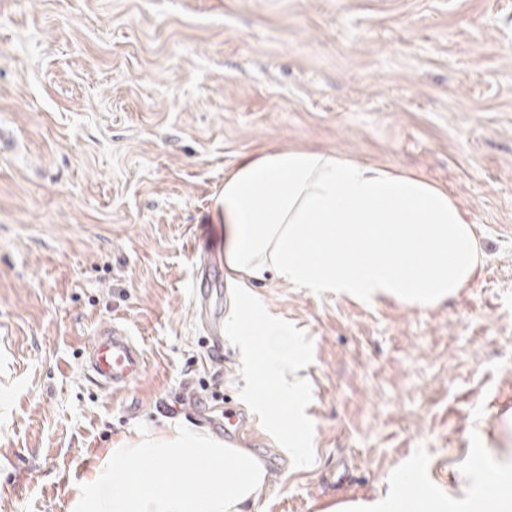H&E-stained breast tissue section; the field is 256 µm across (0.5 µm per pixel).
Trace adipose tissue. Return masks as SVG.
I'll return each mask as SVG.
<instances>
[{
  "label": "adipose tissue",
  "instance_id": "obj_1",
  "mask_svg": "<svg viewBox=\"0 0 512 512\" xmlns=\"http://www.w3.org/2000/svg\"><path fill=\"white\" fill-rule=\"evenodd\" d=\"M211 220L224 227V268L244 291L274 277L358 302L429 309L457 296L482 263L474 224L445 188L315 149L240 158ZM234 323L259 359L257 386L282 380L296 356L292 334L255 311ZM415 479L404 470L386 494L323 512H479L488 499L512 512V491L487 487L473 469L463 471L456 497L405 495Z\"/></svg>",
  "mask_w": 512,
  "mask_h": 512
}]
</instances>
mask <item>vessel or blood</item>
Returning a JSON list of instances; mask_svg holds the SVG:
<instances>
[{
    "label": "vessel or blood",
    "mask_w": 512,
    "mask_h": 512,
    "mask_svg": "<svg viewBox=\"0 0 512 512\" xmlns=\"http://www.w3.org/2000/svg\"><path fill=\"white\" fill-rule=\"evenodd\" d=\"M222 263L208 256H200L194 276L193 305L201 324L206 328L211 354L221 360L224 349V319L210 286L222 275ZM87 375L105 390L118 394L129 390L145 373L147 361L142 347L129 329L114 322L101 327L85 351ZM250 421L244 412H236L225 419L222 426L224 442L235 447L249 435Z\"/></svg>",
    "instance_id": "vessel-or-blood-1"
}]
</instances>
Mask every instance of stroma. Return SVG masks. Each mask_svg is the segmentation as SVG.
I'll return each mask as SVG.
<instances>
[{
	"mask_svg": "<svg viewBox=\"0 0 512 512\" xmlns=\"http://www.w3.org/2000/svg\"><path fill=\"white\" fill-rule=\"evenodd\" d=\"M0 512H69L112 448L177 425L208 384L254 412L274 471L245 512H323L411 468L457 489L512 468V0H0ZM315 147L414 172L475 225L478 276L429 310L277 279L304 393L254 384L192 306L193 247L239 156ZM119 320L128 396L83 368ZM299 435L289 443L287 421Z\"/></svg>",
	"mask_w": 512,
	"mask_h": 512,
	"instance_id": "1",
	"label": "stroma"
}]
</instances>
